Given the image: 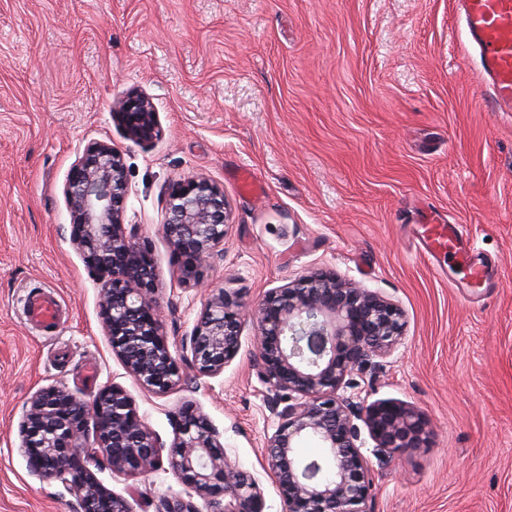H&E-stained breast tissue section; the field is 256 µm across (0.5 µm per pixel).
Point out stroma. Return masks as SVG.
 Instances as JSON below:
<instances>
[{"label": "stroma", "mask_w": 512, "mask_h": 512, "mask_svg": "<svg viewBox=\"0 0 512 512\" xmlns=\"http://www.w3.org/2000/svg\"><path fill=\"white\" fill-rule=\"evenodd\" d=\"M480 86L454 0H0V512H78L59 481L30 474L18 424L38 388L90 400L112 384L167 445L173 414L196 403L230 462L259 476L264 512H283L262 468L275 422L252 324L223 375L182 366L164 395L113 354L64 195L95 141L124 157V221L150 249L172 347L224 288L252 305L325 270L374 289L403 310L405 337L352 391L418 407L432 439L371 458V512H512V113L481 107ZM130 94L158 114L152 142L112 117ZM240 168L261 197L241 192ZM194 176L231 210L199 286L163 230L169 185ZM432 216L468 225L497 287L416 253L412 228ZM38 292L62 306L55 332L24 316ZM98 477L132 512L185 492L167 470Z\"/></svg>", "instance_id": "stroma-1"}]
</instances>
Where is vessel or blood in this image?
<instances>
[{"instance_id": "1", "label": "vessel or blood", "mask_w": 512, "mask_h": 512, "mask_svg": "<svg viewBox=\"0 0 512 512\" xmlns=\"http://www.w3.org/2000/svg\"><path fill=\"white\" fill-rule=\"evenodd\" d=\"M467 38L477 55L484 94L480 103L494 112H512V0H456ZM424 252L429 257L465 254L470 233L464 224H425L421 227ZM27 317L43 331L59 324L56 301L32 296Z\"/></svg>"}]
</instances>
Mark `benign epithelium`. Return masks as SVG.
<instances>
[{"label": "benign epithelium", "mask_w": 512, "mask_h": 512, "mask_svg": "<svg viewBox=\"0 0 512 512\" xmlns=\"http://www.w3.org/2000/svg\"><path fill=\"white\" fill-rule=\"evenodd\" d=\"M128 138L158 137L148 99L113 104ZM64 194L70 242L102 282L99 306L112 352L143 390L165 394L181 384L179 362L215 378L241 348L245 316L256 323L254 367L266 387L275 429L264 448V472L283 512H370L372 479L365 454L396 459L428 448L431 429L415 406L345 394L352 376L372 359L389 356L404 336L403 312L370 288L324 271H311L269 289L251 310L234 292L211 294L176 354L153 299L148 248L124 224L127 171L121 153L90 143L72 165ZM230 210L224 190L198 176L169 186L164 233L187 258L184 277L197 281L204 263L224 243ZM173 443H163L136 415L127 391L106 386L91 401L59 387L35 391L19 423L20 448L32 475L63 483L79 512H131L96 471L146 477L168 464L187 496L151 502L153 512H264L259 479L230 463L209 418L190 406L171 418ZM367 437H362V433ZM313 441L321 458L304 459L298 445ZM206 503L202 511L194 498Z\"/></svg>", "instance_id": "obj_1"}]
</instances>
